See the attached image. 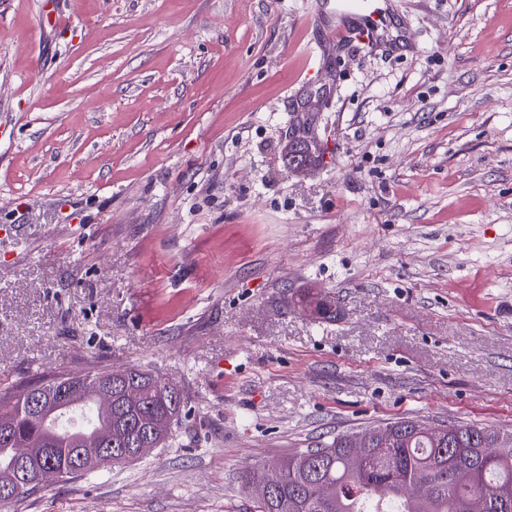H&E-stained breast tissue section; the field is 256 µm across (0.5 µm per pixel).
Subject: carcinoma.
<instances>
[{"instance_id": "1", "label": "carcinoma", "mask_w": 512, "mask_h": 512, "mask_svg": "<svg viewBox=\"0 0 512 512\" xmlns=\"http://www.w3.org/2000/svg\"><path fill=\"white\" fill-rule=\"evenodd\" d=\"M318 147L297 142L288 164L312 165ZM136 385L138 401L131 405L124 390L112 392V419L97 410L87 427L61 431L67 418L90 403L59 394L68 374L58 372L41 384L44 403L57 409L54 419L40 422L28 410L24 395L31 386L0 390V413L12 417L11 440H0V477L15 471L16 449L42 441L44 465L59 471L58 482L82 476L76 469L78 438L106 433L112 466L129 463L123 450L136 447L155 420L168 421L163 448L181 422L185 396L158 375L135 367L122 371ZM417 421L401 418L360 435L369 448L346 447L350 433H339L318 448H305L282 458L281 484L272 499L257 500L259 512H512V433L454 422V437L442 443L416 428Z\"/></svg>"}]
</instances>
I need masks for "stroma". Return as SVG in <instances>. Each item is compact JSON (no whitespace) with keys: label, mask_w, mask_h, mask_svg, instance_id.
Wrapping results in <instances>:
<instances>
[{"label":"stroma","mask_w":512,"mask_h":512,"mask_svg":"<svg viewBox=\"0 0 512 512\" xmlns=\"http://www.w3.org/2000/svg\"><path fill=\"white\" fill-rule=\"evenodd\" d=\"M43 3L0 0V389L137 367L187 405L0 512H256L339 433L512 431V0H398L364 49L315 0Z\"/></svg>","instance_id":"1"}]
</instances>
